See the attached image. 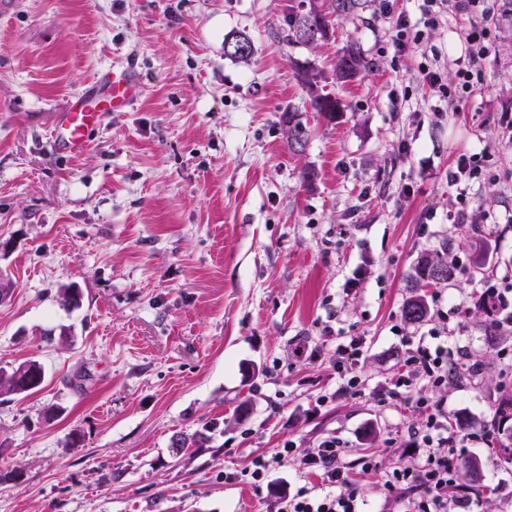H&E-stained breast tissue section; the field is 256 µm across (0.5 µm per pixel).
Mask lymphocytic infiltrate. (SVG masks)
Listing matches in <instances>:
<instances>
[{
    "label": "lymphocytic infiltrate",
    "mask_w": 512,
    "mask_h": 512,
    "mask_svg": "<svg viewBox=\"0 0 512 512\" xmlns=\"http://www.w3.org/2000/svg\"><path fill=\"white\" fill-rule=\"evenodd\" d=\"M486 0H420L423 27L412 30L405 17H397L392 25L391 43L395 52H405L410 44L427 41L430 30L436 29L448 12L462 15L486 14ZM489 28L472 29L466 36L468 44L465 58L454 59L455 78L446 82L441 69L421 66L423 80L440 97L455 102L468 95L481 76V65L490 45ZM452 361L447 346L429 347L418 344L405 359L402 369L392 381L388 391L390 398L413 401V387L426 381L435 385L447 382L458 369ZM430 413L422 428L407 431L413 446L423 449L424 454L414 464L393 471L386 480L388 489L403 487L408 492L406 512H449V505L470 502V492L462 488L456 466L457 433L448 424V410L443 402L429 405ZM301 454L310 473L320 478L326 490L314 493L308 486L299 487L289 497L288 512H360L361 490L353 478L352 466L347 462V450L343 441L327 438L311 448L300 449L295 443H286L271 457L254 460L249 468L228 472L225 483L244 481L255 488H263L272 469L287 462L289 456Z\"/></svg>",
    "instance_id": "obj_1"
}]
</instances>
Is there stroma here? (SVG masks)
Listing matches in <instances>:
<instances>
[{
    "mask_svg": "<svg viewBox=\"0 0 512 512\" xmlns=\"http://www.w3.org/2000/svg\"><path fill=\"white\" fill-rule=\"evenodd\" d=\"M295 2L0 0V271L14 283L0 368H44L37 391L0 396V512H276L306 481L301 457L260 492L225 473L327 437L350 462L374 457L357 475L362 512H404L385 479L416 460L406 432L428 409L383 394L442 331L480 370L421 395L444 401L462 457L481 461L493 493L478 512H512V467L479 438L512 394V334H491L483 309L512 275V10L491 0L481 80L452 104L419 65L453 79L474 18L444 15L426 48L398 55L394 16L421 15L418 0H391L387 16L333 18L313 49L284 38ZM235 32L254 42L248 63L224 56ZM350 40L372 68L327 84L347 107L330 121L297 67L331 72ZM126 68L134 104L107 113L84 154L56 153L69 97ZM288 108L311 130L299 154ZM463 155L483 171L449 185ZM462 199L471 221L456 224ZM443 242L464 274L423 289L431 316L410 323L408 275ZM69 284L75 309L58 295ZM354 339L362 392L345 396L337 351ZM297 114L290 109H286L281 114L282 130L288 145V149L293 152H301L309 139V130L299 120H296Z\"/></svg>",
    "mask_w": 512,
    "mask_h": 512,
    "instance_id": "35a3bbf8",
    "label": "stroma"
}]
</instances>
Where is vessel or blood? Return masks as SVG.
Returning <instances> with one entry per match:
<instances>
[{"instance_id": "b4317fda", "label": "vessel or blood", "mask_w": 512, "mask_h": 512, "mask_svg": "<svg viewBox=\"0 0 512 512\" xmlns=\"http://www.w3.org/2000/svg\"><path fill=\"white\" fill-rule=\"evenodd\" d=\"M137 81L129 72L102 76L72 95L58 113L53 142L58 153L76 157L89 146V134L108 111L129 107L136 98Z\"/></svg>"}]
</instances>
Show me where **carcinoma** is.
<instances>
[{"label":"carcinoma","instance_id":"carcinoma-1","mask_svg":"<svg viewBox=\"0 0 512 512\" xmlns=\"http://www.w3.org/2000/svg\"><path fill=\"white\" fill-rule=\"evenodd\" d=\"M367 0H322L323 10L314 12L309 8L308 0L292 8L286 19V40L315 47L328 39L332 28V17L351 16L366 8ZM225 57L240 62H247L253 55L251 40L242 34H232L224 38ZM369 69V62L363 56L357 43H346L336 56L332 78L336 82L346 84L358 79ZM301 83L306 90L312 111L327 119L336 117V113L344 111L341 101L324 92L327 75L305 65L299 66ZM283 134L288 149L293 152L302 151L309 139V130L299 120L297 114L289 109L281 114ZM451 275L448 261L440 253L435 258H421L413 267L411 278L418 288L437 285L443 282V275ZM404 317L411 323H421L430 315L429 306L421 295L410 297L403 307ZM44 381L43 366L35 361H26L10 372L0 373V396L28 395L42 385ZM459 469L468 482L469 489L477 494L483 493L481 485V463L476 458H465L460 461Z\"/></svg>","mask_w":512,"mask_h":512}]
</instances>
